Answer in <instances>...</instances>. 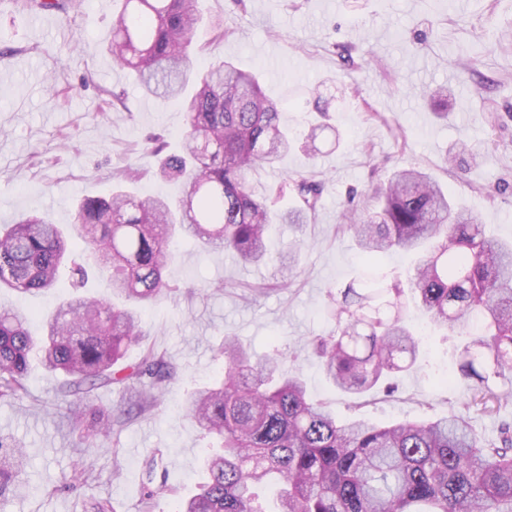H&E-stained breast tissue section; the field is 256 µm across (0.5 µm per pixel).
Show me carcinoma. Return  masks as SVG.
Segmentation results:
<instances>
[{
  "instance_id": "cac0c4a2",
  "label": "carcinoma",
  "mask_w": 512,
  "mask_h": 512,
  "mask_svg": "<svg viewBox=\"0 0 512 512\" xmlns=\"http://www.w3.org/2000/svg\"><path fill=\"white\" fill-rule=\"evenodd\" d=\"M201 0H121L109 42L113 61L132 70L141 89L160 100L181 95L190 76L189 48L202 20ZM41 10H76L80 0H34ZM197 87L183 100V151L159 157L157 177L179 182V196L136 195L127 181L131 165L107 198L84 197L76 207L73 234L32 214L0 230V286L18 294L51 290L63 270L74 287L88 277L69 241L78 239L93 270L111 283L120 307L97 297L62 300L34 336L33 315L0 310V401L30 397L25 374L30 352L62 380L58 394L73 429L86 436L120 435L150 416L178 376L164 351L144 348L138 362H123L142 342V310L172 293L164 270L174 259L177 237L202 247H222L238 261L272 263L299 274L303 231L315 215L325 182L298 175L277 193L296 205L277 210L258 196L249 176L271 168L296 147L315 156L314 124L302 143L282 125L280 107L262 91L257 76L231 60L211 63L195 75ZM377 206L352 209L339 225L356 238L371 262L392 250L419 255L409 280L415 304L448 335L467 336L456 346L459 377L470 398L444 417L373 424L343 421L309 399L305 381L285 376L284 350L256 355L226 337L217 355L224 376L190 392L183 412L219 443L204 458L196 492L181 497L176 512H267L256 489L272 486L275 512H512V427L487 438L468 417L474 405L512 398V244L486 235L470 211L455 205L430 175L398 171L377 192ZM274 224L295 233L288 247L268 249ZM336 302V327L317 340L325 376L352 394L370 392L418 361L420 340L406 320L404 288L372 270L356 279ZM115 387L127 399L100 408L95 392ZM0 496L19 476L13 461L25 456L17 443L0 441ZM149 465L141 480L142 512L176 494L156 481Z\"/></svg>"
}]
</instances>
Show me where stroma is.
Listing matches in <instances>:
<instances>
[{
    "mask_svg": "<svg viewBox=\"0 0 512 512\" xmlns=\"http://www.w3.org/2000/svg\"><path fill=\"white\" fill-rule=\"evenodd\" d=\"M119 0H82L79 10L36 12L30 0H0V219L37 212L69 225L85 196L109 195L117 173L135 162L143 195L176 194L157 180L147 140L175 141L182 131L178 100L142 93L133 73L107 48ZM206 19L189 56L193 70L232 59L257 71L264 92L281 105V121L308 132L315 102L326 105L335 139L318 140L316 156L296 150L273 169L250 177L256 192L310 174L325 181L321 204L304 231V274L277 288L270 267L236 262L220 249L201 251L180 240L166 278L174 293L142 315V345L157 347L179 371L155 412L119 437L82 441L70 433L57 382L32 361L30 398L0 402V438L21 442L26 459L0 512H82L89 496L111 499L116 512H139L140 480L150 460L158 478L187 493L210 438L181 405L192 389L222 375L217 344L227 336L256 352L327 335L334 327L330 293L349 286L365 258L339 229L348 202L374 207L391 173L415 166L432 173L457 203L477 214L495 237L512 241V0H202ZM45 24L31 26L32 15ZM226 37L214 38L211 22ZM447 87L441 105L422 92ZM209 284L194 297L185 290ZM268 286L254 297L250 287ZM69 279L52 294L20 296L0 288V307L47 315L73 295ZM454 337L424 336L416 366L399 373L392 396L333 391L319 359L305 349L289 371L301 372L315 399L337 418L374 423L428 420L467 400L458 377ZM92 458L91 474L74 479L72 464Z\"/></svg>",
    "mask_w": 512,
    "mask_h": 512,
    "instance_id": "stroma-1",
    "label": "stroma"
}]
</instances>
